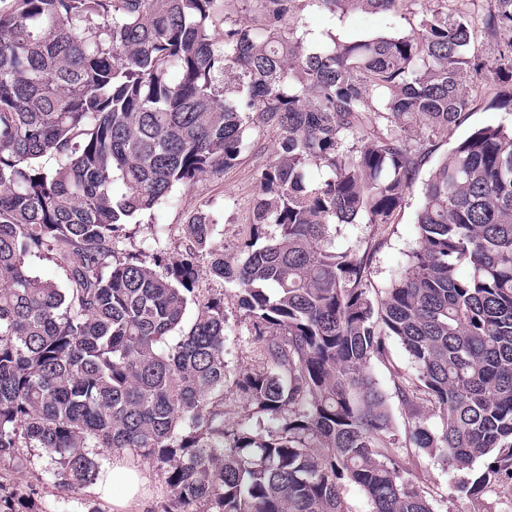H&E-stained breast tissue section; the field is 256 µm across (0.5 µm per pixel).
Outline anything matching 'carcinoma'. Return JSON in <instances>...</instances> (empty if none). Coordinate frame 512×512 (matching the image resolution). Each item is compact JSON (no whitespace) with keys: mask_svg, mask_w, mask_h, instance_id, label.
<instances>
[{"mask_svg":"<svg viewBox=\"0 0 512 512\" xmlns=\"http://www.w3.org/2000/svg\"><path fill=\"white\" fill-rule=\"evenodd\" d=\"M296 2L241 0L218 40L217 0H0V468L39 448L79 490L101 455L129 452L165 476L163 512H349L347 485L371 512H433L370 371L395 338L414 366L393 375L410 442L453 470L482 462L458 485L482 512L512 492V131L474 130L423 182L418 248L382 299L371 253L331 239L388 223L425 158L416 129L465 123L486 72L512 87V0L481 21L490 62L471 52L468 0L408 33L314 43ZM316 2L344 15L406 0ZM249 127L279 139L242 260L202 211L183 253L157 231L154 267L116 257L129 218L233 166ZM35 253L66 262L68 287L29 271ZM208 278L234 287L258 367L228 370ZM226 392L243 403L231 427Z\"/></svg>","mask_w":512,"mask_h":512,"instance_id":"cac0c4a2","label":"carcinoma"}]
</instances>
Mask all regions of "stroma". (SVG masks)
Returning <instances> with one entry per match:
<instances>
[{"label":"stroma","instance_id":"obj_1","mask_svg":"<svg viewBox=\"0 0 512 512\" xmlns=\"http://www.w3.org/2000/svg\"><path fill=\"white\" fill-rule=\"evenodd\" d=\"M299 6L301 20L310 39L315 40L328 33L340 39L350 35L375 37L407 33L417 26L423 15L444 9L445 4L443 0H407L406 7L395 15L350 13L335 18L322 11L316 0H299ZM499 91L494 79L482 80L478 94L473 97L470 117L463 125L449 133L419 130L417 139L428 151L419 172L420 181L406 193L390 223L338 226L334 239L337 250L367 249L374 254L367 281L373 297L383 296L395 271L418 246L416 215L422 203V181L427 180L456 143L475 129L512 127V110L491 104ZM247 139L250 146L233 167L219 174L205 175L192 186L175 188L171 201L160 204L152 214L132 219L116 244L119 256L134 254L143 262H151L152 235L159 226L165 229L163 248L171 252L184 250L187 244L185 224L195 213L204 211L213 215L218 224L216 241L223 244L225 257L238 260L237 246L250 233L258 176L274 158L278 134L268 128H252L247 132ZM202 288L204 293L224 296L225 360L229 371L256 367L257 358L247 344L249 322L237 306L232 288L215 279L204 280ZM23 454L25 470L19 473L0 470V497H22L25 512H86L90 503L96 504L100 512H115L112 501L124 493L123 485L112 477L113 468L119 465L137 470L145 479L140 503L133 512H160L169 496L165 480L156 468L129 453L104 459L103 476L110 487L106 495L95 484L76 492L67 491L54 478V466L41 449L27 448ZM404 455L411 479L427 492L434 512H473L471 503L458 497L454 490L461 472L449 469L437 458L413 447L405 448Z\"/></svg>","mask_w":512,"mask_h":512}]
</instances>
